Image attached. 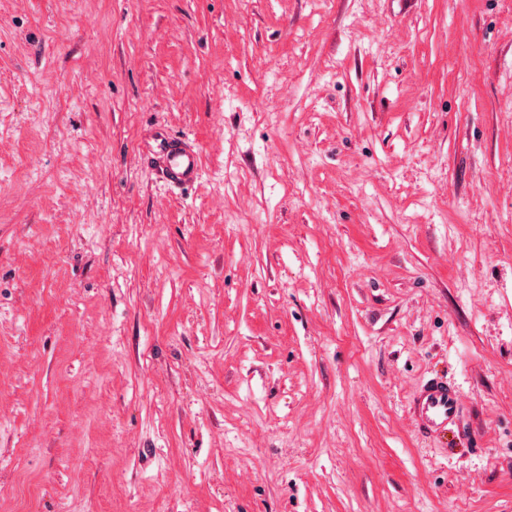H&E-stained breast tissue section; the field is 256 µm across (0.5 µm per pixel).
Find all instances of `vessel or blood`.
<instances>
[{
  "label": "vessel or blood",
  "mask_w": 512,
  "mask_h": 512,
  "mask_svg": "<svg viewBox=\"0 0 512 512\" xmlns=\"http://www.w3.org/2000/svg\"><path fill=\"white\" fill-rule=\"evenodd\" d=\"M140 154L168 187L183 188L200 177V155L186 139L158 132L143 141ZM412 415L419 431L430 436L444 437L458 429L461 402L457 386L429 379L413 399Z\"/></svg>",
  "instance_id": "obj_1"
}]
</instances>
